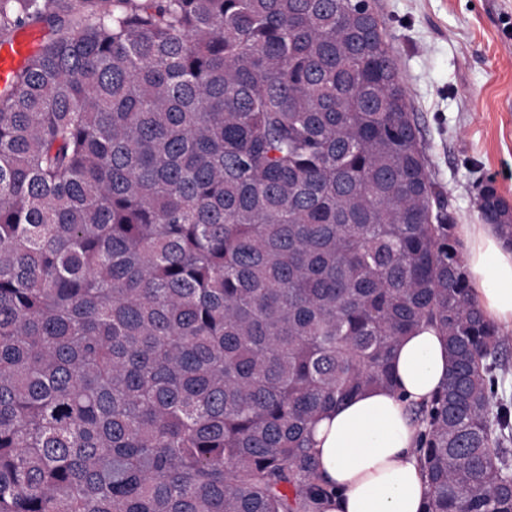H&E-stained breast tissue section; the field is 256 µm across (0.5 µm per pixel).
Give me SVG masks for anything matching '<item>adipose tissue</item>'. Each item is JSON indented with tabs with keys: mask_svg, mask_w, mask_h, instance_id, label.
Masks as SVG:
<instances>
[{
	"mask_svg": "<svg viewBox=\"0 0 512 512\" xmlns=\"http://www.w3.org/2000/svg\"><path fill=\"white\" fill-rule=\"evenodd\" d=\"M465 270L484 315L512 327V247L490 224H461ZM444 336L423 325L393 358L395 386L363 391L323 414L313 428L316 472L327 496L321 512H422L428 485L416 452L418 428L406 405L446 381Z\"/></svg>",
	"mask_w": 512,
	"mask_h": 512,
	"instance_id": "1",
	"label": "adipose tissue"
}]
</instances>
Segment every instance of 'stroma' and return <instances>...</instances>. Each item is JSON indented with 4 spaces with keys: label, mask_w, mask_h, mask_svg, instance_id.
<instances>
[{
    "label": "stroma",
    "mask_w": 512,
    "mask_h": 512,
    "mask_svg": "<svg viewBox=\"0 0 512 512\" xmlns=\"http://www.w3.org/2000/svg\"><path fill=\"white\" fill-rule=\"evenodd\" d=\"M398 58L427 168L459 223L481 182L512 202V0H372Z\"/></svg>",
    "instance_id": "35a3bbf8"
}]
</instances>
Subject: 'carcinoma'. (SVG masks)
Segmentation results:
<instances>
[{
	"instance_id": "1",
	"label": "carcinoma",
	"mask_w": 512,
	"mask_h": 512,
	"mask_svg": "<svg viewBox=\"0 0 512 512\" xmlns=\"http://www.w3.org/2000/svg\"><path fill=\"white\" fill-rule=\"evenodd\" d=\"M0 0V512H320L310 426L448 342L423 512H512L472 296L369 0ZM477 213L512 245V206ZM38 26L45 36L39 30L23 27L16 31L11 42L0 44V88L10 83L13 75L27 63L41 41L44 42L50 37L51 30L48 26Z\"/></svg>"
}]
</instances>
